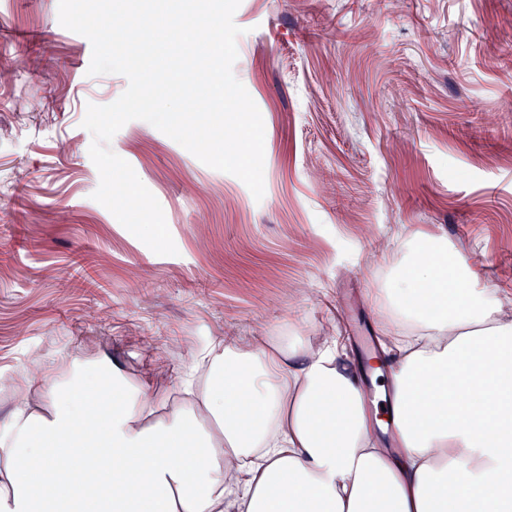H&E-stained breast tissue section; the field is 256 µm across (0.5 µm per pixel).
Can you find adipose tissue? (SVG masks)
<instances>
[{"label": "adipose tissue", "instance_id": "1", "mask_svg": "<svg viewBox=\"0 0 512 512\" xmlns=\"http://www.w3.org/2000/svg\"><path fill=\"white\" fill-rule=\"evenodd\" d=\"M371 297L394 442L339 336L231 340L171 404L118 363L0 372V512H512V296L410 236ZM211 430H203V423Z\"/></svg>", "mask_w": 512, "mask_h": 512}]
</instances>
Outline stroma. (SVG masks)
Instances as JSON below:
<instances>
[{"mask_svg":"<svg viewBox=\"0 0 512 512\" xmlns=\"http://www.w3.org/2000/svg\"><path fill=\"white\" fill-rule=\"evenodd\" d=\"M234 22L262 200L145 121L109 144L162 206L164 256L92 198L82 121L127 78L88 75L58 0H0V371L107 356L177 401L192 350L229 338L332 328L359 355L408 234L512 292V0H241ZM80 256L96 287L66 285Z\"/></svg>","mask_w":512,"mask_h":512,"instance_id":"obj_1","label":"stroma"}]
</instances>
